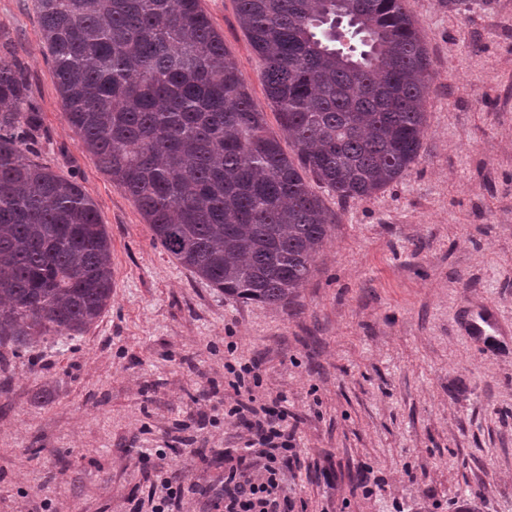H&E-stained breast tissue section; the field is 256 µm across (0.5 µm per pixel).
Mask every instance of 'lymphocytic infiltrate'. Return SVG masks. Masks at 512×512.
Masks as SVG:
<instances>
[{"instance_id":"obj_1","label":"lymphocytic infiltrate","mask_w":512,"mask_h":512,"mask_svg":"<svg viewBox=\"0 0 512 512\" xmlns=\"http://www.w3.org/2000/svg\"><path fill=\"white\" fill-rule=\"evenodd\" d=\"M224 368L244 391L236 404L225 409L224 416L242 424L247 436L236 453L224 455V487L211 502L213 512H295L296 501L284 484L288 455L295 447L288 409L257 405L258 364L228 361Z\"/></svg>"}]
</instances>
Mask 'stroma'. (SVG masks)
<instances>
[{
    "label": "stroma",
    "instance_id": "35a3bbf8",
    "mask_svg": "<svg viewBox=\"0 0 512 512\" xmlns=\"http://www.w3.org/2000/svg\"><path fill=\"white\" fill-rule=\"evenodd\" d=\"M201 6L278 132L236 0ZM407 8L433 72L419 162L369 198L317 187L330 236L274 307L225 298L154 241L66 121L34 0H0V44L42 117L36 159L96 204L113 283L83 335L0 349V512H150L161 469L203 512L218 449L241 445L224 420L231 342L259 364L263 403L288 400L304 512H512V343L486 350L465 327L486 310L512 334V0Z\"/></svg>",
    "mask_w": 512,
    "mask_h": 512
}]
</instances>
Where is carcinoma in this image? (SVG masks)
Instances as JSON below:
<instances>
[{
    "mask_svg": "<svg viewBox=\"0 0 512 512\" xmlns=\"http://www.w3.org/2000/svg\"><path fill=\"white\" fill-rule=\"evenodd\" d=\"M263 62L282 149L200 0H35L80 146L136 202L154 240L232 300L286 305L342 200L420 158L431 86L406 0H237ZM41 125L0 52V346L81 335L112 300V245L95 203L30 157Z\"/></svg>",
    "mask_w": 512,
    "mask_h": 512,
    "instance_id": "1",
    "label": "carcinoma"
}]
</instances>
